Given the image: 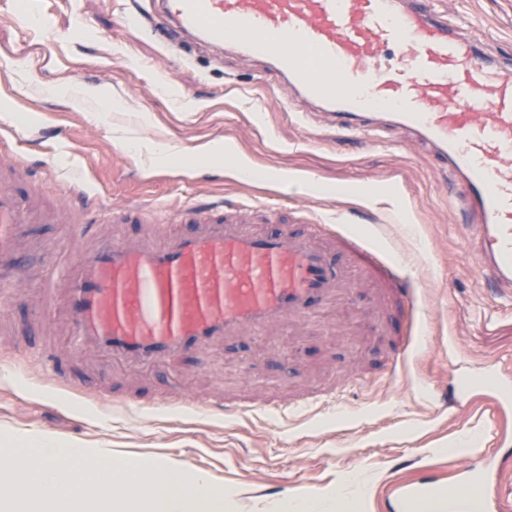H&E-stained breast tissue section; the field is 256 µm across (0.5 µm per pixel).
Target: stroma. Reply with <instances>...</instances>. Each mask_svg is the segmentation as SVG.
I'll use <instances>...</instances> for the list:
<instances>
[{
	"mask_svg": "<svg viewBox=\"0 0 512 512\" xmlns=\"http://www.w3.org/2000/svg\"><path fill=\"white\" fill-rule=\"evenodd\" d=\"M39 2L36 17L23 0H0V159H23L35 180L52 166L47 190L78 223L141 206L153 223L172 224L182 205L247 200L253 186L205 160L153 166L113 141L114 126L191 148L231 140L260 171L316 180L281 197L289 219L336 213L348 229L375 234L402 255L423 300L425 333L413 355L392 366L394 343L411 326L394 307L357 292L356 320L318 318L301 336L273 328L173 366L125 372L105 360L69 359L83 386L77 392L56 387L34 353L36 288L0 287V322L15 331L0 336V466L16 451L10 436L37 435L116 457L177 460L222 484L236 512H271L306 493L340 495L347 473L365 486L361 512H408L395 508L393 485L448 484L496 447L498 433L512 435V411L499 412L493 398L498 369L512 363V305L488 290L475 253L457 238L466 188L428 147L398 130L372 147L302 116L250 60L195 51L174 58L165 36L129 19L130 0ZM447 4L491 48L512 51V0ZM76 85L110 89L123 106L99 112L77 104L66 93ZM184 97L193 109L179 107ZM142 112L150 124H138ZM73 178L88 198L62 196L61 183ZM354 376L360 384L336 402L289 414L270 408ZM457 381L465 392L450 407L444 398ZM173 390L183 405L147 408ZM216 392L255 409L212 417L206 402Z\"/></svg>",
	"mask_w": 512,
	"mask_h": 512,
	"instance_id": "obj_1",
	"label": "stroma"
}]
</instances>
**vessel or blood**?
I'll return each mask as SVG.
<instances>
[{"label":"vessel or blood","mask_w":512,"mask_h":512,"mask_svg":"<svg viewBox=\"0 0 512 512\" xmlns=\"http://www.w3.org/2000/svg\"><path fill=\"white\" fill-rule=\"evenodd\" d=\"M438 0H153L131 17L149 32L252 58L326 122L376 144L408 131L468 189L459 235L473 245L485 281L512 300V54L490 53ZM248 204L213 200L181 210L179 225L118 210L113 229L55 218L62 243L35 236L44 210L0 189V285L17 283L28 249L45 266L34 281L47 340L40 349L57 383L68 353L138 370L172 365L249 333L291 330L339 301L356 274L372 297L415 315L417 297L399 260L335 219L285 228L250 224ZM139 224L141 236L117 227ZM219 416L250 410L214 398ZM507 470L491 459L464 480L478 512H512Z\"/></svg>","instance_id":"obj_1"}]
</instances>
